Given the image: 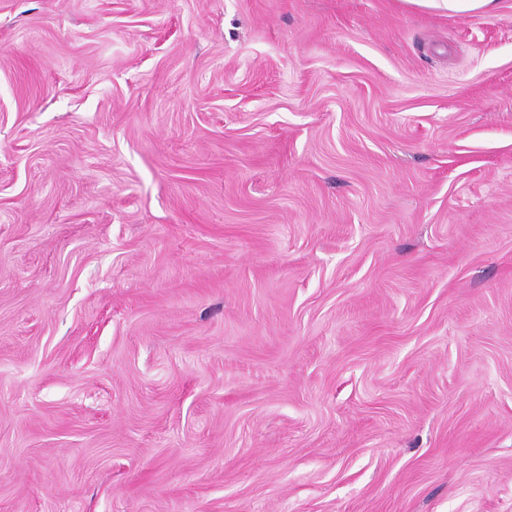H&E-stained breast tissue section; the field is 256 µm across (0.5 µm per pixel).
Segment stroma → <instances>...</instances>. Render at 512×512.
Segmentation results:
<instances>
[{"mask_svg":"<svg viewBox=\"0 0 512 512\" xmlns=\"http://www.w3.org/2000/svg\"><path fill=\"white\" fill-rule=\"evenodd\" d=\"M0 512H512V0H0ZM408 6L445 15H484L498 7V0H401Z\"/></svg>","mask_w":512,"mask_h":512,"instance_id":"35a3bbf8","label":"stroma"}]
</instances>
